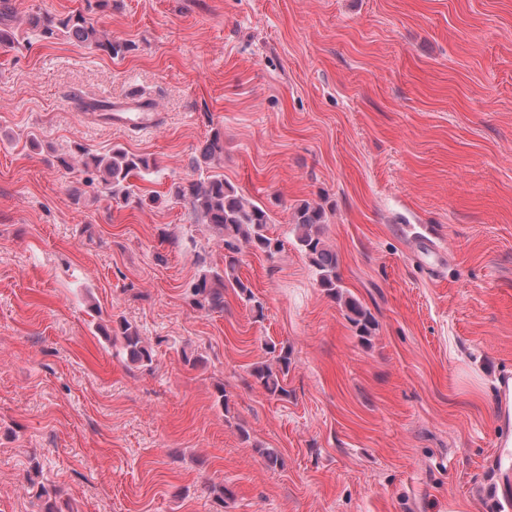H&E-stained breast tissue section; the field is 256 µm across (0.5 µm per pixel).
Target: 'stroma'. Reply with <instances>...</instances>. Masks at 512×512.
I'll list each match as a JSON object with an SVG mask.
<instances>
[{"label": "stroma", "mask_w": 512, "mask_h": 512, "mask_svg": "<svg viewBox=\"0 0 512 512\" xmlns=\"http://www.w3.org/2000/svg\"><path fill=\"white\" fill-rule=\"evenodd\" d=\"M10 2L0 512H40L34 460L73 512H512L496 414L512 371V0ZM76 10L131 51L26 23ZM74 91L145 97L161 121L88 122ZM215 130L212 172L271 209L282 248L243 249L255 303L228 290L208 312L190 287L223 271L224 243L170 190L198 178ZM116 145L157 161L142 206L109 200L77 154ZM304 201L325 208L370 342L295 244ZM120 319L153 346L151 368L102 336ZM272 343L292 350L282 399L250 374Z\"/></svg>", "instance_id": "1"}]
</instances>
